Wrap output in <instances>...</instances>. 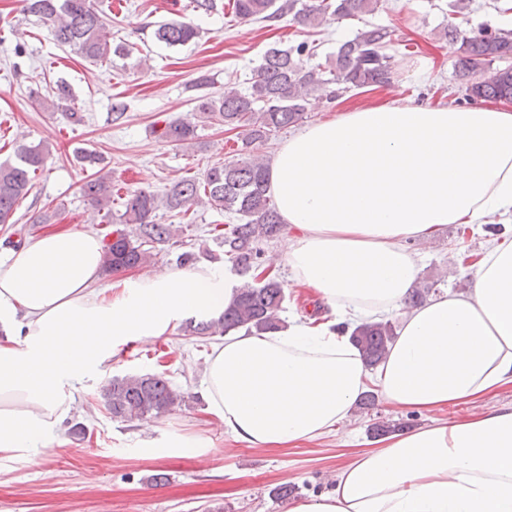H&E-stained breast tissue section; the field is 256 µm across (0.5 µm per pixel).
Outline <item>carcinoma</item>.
I'll use <instances>...</instances> for the list:
<instances>
[{"label":"carcinoma","mask_w":512,"mask_h":512,"mask_svg":"<svg viewBox=\"0 0 512 512\" xmlns=\"http://www.w3.org/2000/svg\"><path fill=\"white\" fill-rule=\"evenodd\" d=\"M24 11L40 17L50 28L53 40L76 56L104 62L119 53L104 35V19L90 0H23ZM382 0H232V14L241 22H273L284 14L304 27H317L326 16L336 18L372 14ZM199 34L191 22L157 25L155 39L168 47L185 45ZM448 39L458 45V73L465 80V101H512V68L497 69L495 62L512 59V29L489 26L465 33L454 26ZM391 32L379 25L358 31L342 42L325 63L309 65L315 45L307 40L286 49L269 48L246 91L224 88L220 96L195 97L204 123L218 122L237 131L241 150L268 141L276 133L298 124L310 111L312 102L336 98V85L344 89L389 86L394 79L392 56L386 53ZM160 137L180 144L196 138V126L170 121ZM48 152L40 146L17 145L14 159L0 162V224H14L17 209L33 187ZM268 166L258 156L213 165L200 178L173 183L162 194L149 189L126 191L123 211L112 215L114 192L109 177L93 173L83 185L86 201L101 221L115 226L111 238L102 241L103 266L107 274L136 268L150 261L152 249L173 236L170 224L157 222L161 209L187 214L193 207L212 208L237 220L224 229V255L247 278L220 318L190 326L198 335H226L245 330L262 334L282 328L280 312L285 293L275 275L258 279L262 267V242L279 237L285 229L267 190ZM352 341L369 367L379 364L394 337L390 321L365 322L354 328ZM112 417L122 421L149 422L172 411L185 396L164 374H128L113 377L101 391Z\"/></svg>","instance_id":"obj_1"}]
</instances>
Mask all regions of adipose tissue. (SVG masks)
<instances>
[{
	"label": "adipose tissue",
	"mask_w": 512,
	"mask_h": 512,
	"mask_svg": "<svg viewBox=\"0 0 512 512\" xmlns=\"http://www.w3.org/2000/svg\"><path fill=\"white\" fill-rule=\"evenodd\" d=\"M268 189L292 233V279L328 315L238 332L214 346L210 411L251 447L316 440L362 392L433 410L512 385V240L492 242L466 294L405 309L419 273L409 243L449 224L512 222V112L386 104L305 127L269 165ZM102 243L61 229L0 261V453L38 463L66 391L118 345L219 317L237 286L210 265L99 286ZM398 317L387 358L368 370L352 325ZM288 512H512V404L434 422L359 452L327 493Z\"/></svg>",
	"instance_id": "adipose-tissue-1"
}]
</instances>
